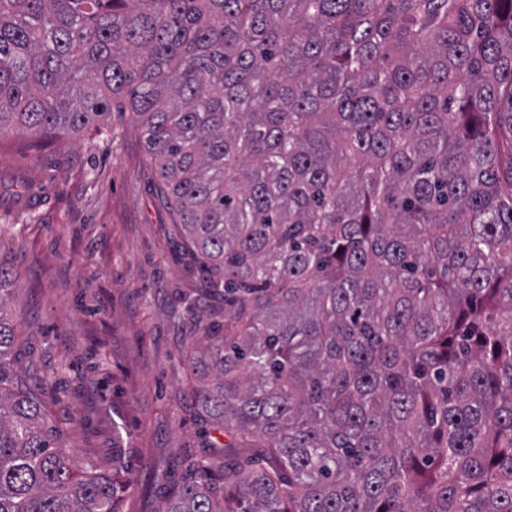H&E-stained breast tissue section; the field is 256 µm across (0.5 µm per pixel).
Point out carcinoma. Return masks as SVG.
Wrapping results in <instances>:
<instances>
[{
    "label": "carcinoma",
    "instance_id": "obj_1",
    "mask_svg": "<svg viewBox=\"0 0 512 512\" xmlns=\"http://www.w3.org/2000/svg\"><path fill=\"white\" fill-rule=\"evenodd\" d=\"M139 124L224 297L161 512H512V0H0V137ZM0 512H120L17 359Z\"/></svg>",
    "mask_w": 512,
    "mask_h": 512
}]
</instances>
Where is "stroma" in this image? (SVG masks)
Masks as SVG:
<instances>
[{
	"instance_id": "stroma-1",
	"label": "stroma",
	"mask_w": 512,
	"mask_h": 512,
	"mask_svg": "<svg viewBox=\"0 0 512 512\" xmlns=\"http://www.w3.org/2000/svg\"><path fill=\"white\" fill-rule=\"evenodd\" d=\"M109 140L69 134L41 149L0 138V254L18 279L9 308L19 355L37 367L44 406L76 463L128 479L121 512H158L186 464L223 446L191 402L188 359L224 321L206 296L130 114Z\"/></svg>"
}]
</instances>
